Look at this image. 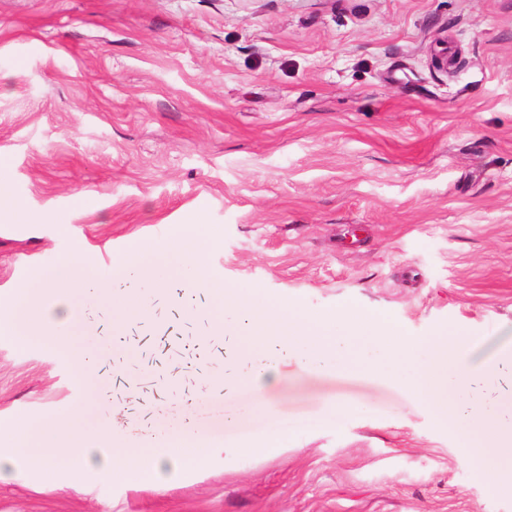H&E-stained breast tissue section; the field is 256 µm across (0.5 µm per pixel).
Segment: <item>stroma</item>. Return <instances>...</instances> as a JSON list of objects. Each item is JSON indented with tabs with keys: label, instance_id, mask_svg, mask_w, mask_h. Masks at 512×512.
<instances>
[{
	"label": "stroma",
	"instance_id": "stroma-1",
	"mask_svg": "<svg viewBox=\"0 0 512 512\" xmlns=\"http://www.w3.org/2000/svg\"><path fill=\"white\" fill-rule=\"evenodd\" d=\"M0 176L36 218L0 219L2 290L76 244L103 265L192 224L215 287L493 353L512 336V0H0ZM131 293L149 310L120 320ZM80 304L83 383L0 336V413L72 410L130 441L220 429L228 448L272 419L315 431L132 491L14 474L0 512H512L404 385L291 358L264 394L218 397L210 340L243 311L215 324L169 276Z\"/></svg>",
	"mask_w": 512,
	"mask_h": 512
}]
</instances>
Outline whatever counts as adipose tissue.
Here are the masks:
<instances>
[{
  "label": "adipose tissue",
  "instance_id": "adipose-tissue-1",
  "mask_svg": "<svg viewBox=\"0 0 512 512\" xmlns=\"http://www.w3.org/2000/svg\"><path fill=\"white\" fill-rule=\"evenodd\" d=\"M189 438L185 432L155 445L124 443L105 424L91 440L74 430L66 411L0 416V479L9 471L50 472L75 489L91 480L132 488L164 478L187 479L201 474L221 453L217 447L192 449Z\"/></svg>",
  "mask_w": 512,
  "mask_h": 512
}]
</instances>
